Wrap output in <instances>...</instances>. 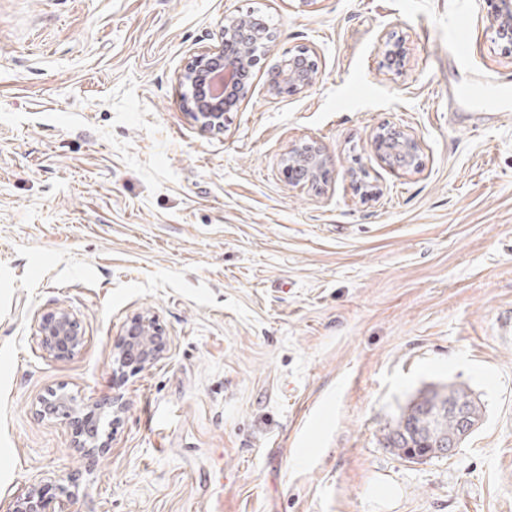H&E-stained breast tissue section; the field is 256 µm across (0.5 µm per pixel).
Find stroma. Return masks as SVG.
Listing matches in <instances>:
<instances>
[{"instance_id": "stroma-1", "label": "stroma", "mask_w": 512, "mask_h": 512, "mask_svg": "<svg viewBox=\"0 0 512 512\" xmlns=\"http://www.w3.org/2000/svg\"><path fill=\"white\" fill-rule=\"evenodd\" d=\"M250 12L276 44L204 132L179 76ZM492 26L490 0H0V512L60 478L52 512H512V115L453 104L460 76L512 83ZM296 46L317 83L270 95ZM383 126L420 167L374 153ZM312 139L318 192L282 171ZM58 306L84 336L66 358L37 331ZM144 310L169 349L115 377ZM444 385L479 428L449 456L388 448ZM55 390L122 396L108 452L39 416ZM374 151L384 162L393 168H415L419 164L420 140L394 128H380L371 144ZM386 149L391 150L387 152ZM393 157L403 161L402 167L394 164Z\"/></svg>"}]
</instances>
